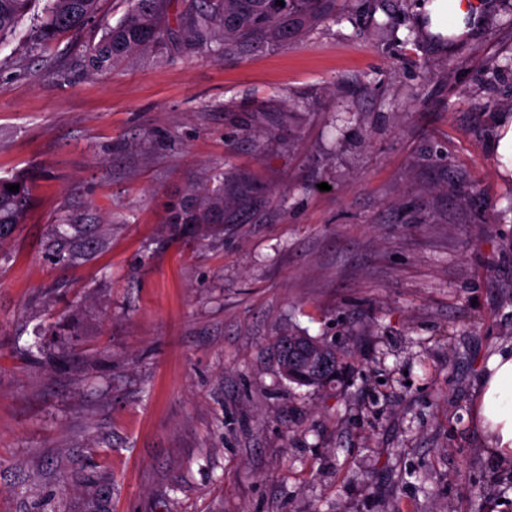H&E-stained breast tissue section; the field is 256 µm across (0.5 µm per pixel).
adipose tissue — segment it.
Masks as SVG:
<instances>
[{"label":"adipose tissue","mask_w":512,"mask_h":512,"mask_svg":"<svg viewBox=\"0 0 512 512\" xmlns=\"http://www.w3.org/2000/svg\"><path fill=\"white\" fill-rule=\"evenodd\" d=\"M430 29L448 37L470 31L479 20L475 0H424ZM474 420L487 439L489 452L512 459V349H503L489 361L482 378Z\"/></svg>","instance_id":"1"}]
</instances>
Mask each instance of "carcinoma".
<instances>
[{
  "label": "carcinoma",
  "mask_w": 512,
  "mask_h": 512,
  "mask_svg": "<svg viewBox=\"0 0 512 512\" xmlns=\"http://www.w3.org/2000/svg\"><path fill=\"white\" fill-rule=\"evenodd\" d=\"M284 6H279V2ZM32 0H0V37L26 14ZM98 0H48L35 27L39 43L88 25ZM126 14L101 38L88 45L84 63L90 71H103L126 58L165 45L173 34L168 23L170 0H129ZM336 0H190L179 25L183 47L204 50L219 40L226 53L241 54L257 39L286 44L299 38L303 27L334 16ZM10 184L19 185L11 192ZM255 188L237 180L216 191L203 189L187 198L171 218L173 224H222L224 215L249 204ZM31 204L23 174L0 179V241L13 226L24 223ZM279 349V370L299 387L331 388L344 383L352 367L333 342L290 333L274 337Z\"/></svg>",
  "instance_id": "carcinoma-1"
}]
</instances>
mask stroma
<instances>
[{
	"label": "stroma",
	"instance_id": "obj_1",
	"mask_svg": "<svg viewBox=\"0 0 512 512\" xmlns=\"http://www.w3.org/2000/svg\"><path fill=\"white\" fill-rule=\"evenodd\" d=\"M420 2L102 72L128 0L47 46L35 0L0 41V178L32 197L0 244V512H512L472 420L512 344V0L452 41ZM242 176L238 223L169 225ZM288 331L351 356L342 392L280 376ZM502 126L500 137L496 144V152L499 155V172L505 177L512 176V114H502L500 119Z\"/></svg>",
	"mask_w": 512,
	"mask_h": 512
}]
</instances>
